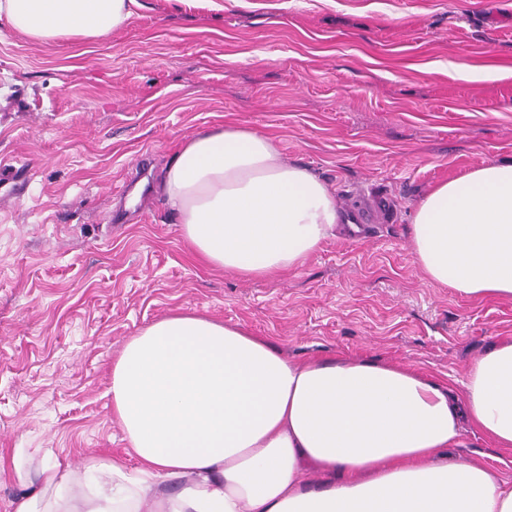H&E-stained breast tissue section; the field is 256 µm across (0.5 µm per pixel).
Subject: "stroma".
<instances>
[{"label":"stroma","mask_w":512,"mask_h":512,"mask_svg":"<svg viewBox=\"0 0 512 512\" xmlns=\"http://www.w3.org/2000/svg\"><path fill=\"white\" fill-rule=\"evenodd\" d=\"M224 123L385 216L285 279L208 269L153 185L184 137ZM508 158L512 0H139L106 39L41 45L0 19V451L29 473L47 455L124 457L112 361L185 306L300 362L463 378L512 338V301L427 281L410 216L436 184ZM462 442L455 456L512 482V454L470 429Z\"/></svg>","instance_id":"1"}]
</instances>
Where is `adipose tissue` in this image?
Listing matches in <instances>:
<instances>
[{"label": "adipose tissue", "instance_id": "obj_1", "mask_svg": "<svg viewBox=\"0 0 512 512\" xmlns=\"http://www.w3.org/2000/svg\"><path fill=\"white\" fill-rule=\"evenodd\" d=\"M137 0H0L35 44L97 41ZM157 190L205 266L283 278L341 231L359 235L332 185L233 124L184 138ZM410 252L433 284L512 300V159L436 185L411 216ZM112 414L134 466L51 459L13 512H512V482L461 460L464 427L512 452V340L461 387L418 369L316 357L190 309L157 319L112 362ZM326 477L321 488L303 475Z\"/></svg>", "mask_w": 512, "mask_h": 512}]
</instances>
